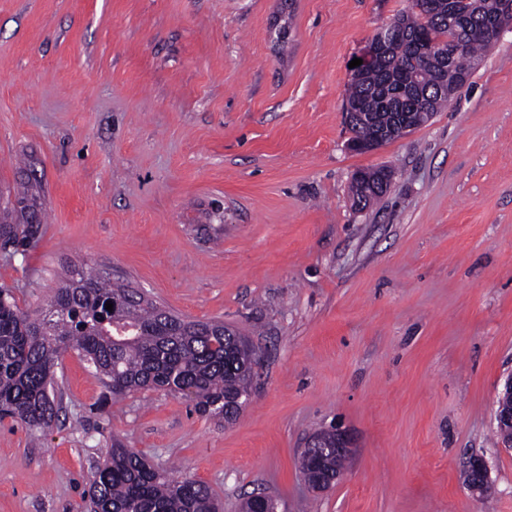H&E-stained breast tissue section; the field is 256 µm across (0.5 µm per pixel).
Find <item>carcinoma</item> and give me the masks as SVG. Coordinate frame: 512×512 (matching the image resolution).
<instances>
[{
    "label": "carcinoma",
    "instance_id": "1",
    "mask_svg": "<svg viewBox=\"0 0 512 512\" xmlns=\"http://www.w3.org/2000/svg\"><path fill=\"white\" fill-rule=\"evenodd\" d=\"M428 35L440 42H460L448 79L461 88L479 66L491 31L478 15L455 28L441 15ZM394 68L418 72V87L401 98L385 96L388 76L371 73L350 83L348 103L373 118L357 123L354 138L375 141L393 112H412L427 121L428 113L446 101L439 94L438 70L404 50ZM381 169H364L354 177L351 192L357 204L375 197L365 191L380 180ZM22 207H0V251L15 253L43 232L44 216L24 195ZM113 303V311L105 309ZM48 314L22 310L13 291L0 289V419L10 418L30 433H43L58 418L54 367L60 355L76 351L99 376L116 400L142 390L181 393L202 413L233 422L240 417L234 404L249 394L254 347L243 334L221 321H193L159 306L127 285L113 286L99 276L74 267L58 283ZM84 498L89 512H222L205 484L156 468L145 457L112 438L103 461L94 465ZM275 509L273 500L251 495L241 512Z\"/></svg>",
    "mask_w": 512,
    "mask_h": 512
}]
</instances>
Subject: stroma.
Listing matches in <instances>:
<instances>
[{"label":"stroma","mask_w":512,"mask_h":512,"mask_svg":"<svg viewBox=\"0 0 512 512\" xmlns=\"http://www.w3.org/2000/svg\"><path fill=\"white\" fill-rule=\"evenodd\" d=\"M409 0H0V193L45 213L0 286L46 305L73 265L256 350L232 424L162 390L94 406L76 351L42 437L0 421V512H81L113 437L239 512H512L495 402L512 375V30L448 106L378 150L349 148V63ZM392 181L356 208V172ZM354 453L325 492L307 440ZM494 487L464 483L471 453ZM324 434L331 435L333 438L332 452L336 454L333 460L336 472L329 469L327 452L323 450L324 448H320L322 442L321 433L311 437L302 451L308 456L310 461L309 467L316 474V480L312 487L317 491L329 490L341 479L354 447L351 436L342 429L336 428L324 431ZM307 468V458L302 454L300 455V469L305 481L311 485L315 476Z\"/></svg>","instance_id":"1"}]
</instances>
